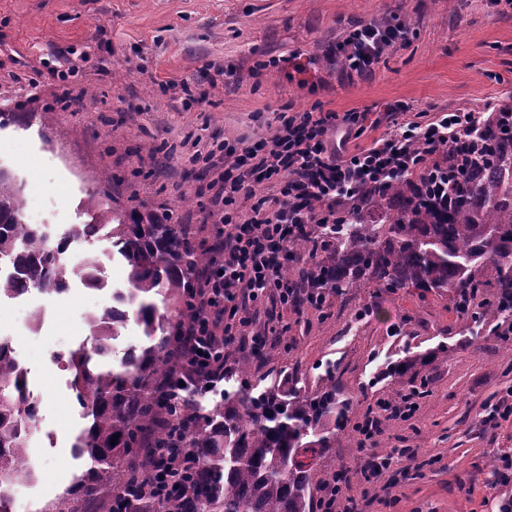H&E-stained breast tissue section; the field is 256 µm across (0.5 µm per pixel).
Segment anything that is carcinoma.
Wrapping results in <instances>:
<instances>
[{
  "label": "carcinoma",
  "mask_w": 512,
  "mask_h": 512,
  "mask_svg": "<svg viewBox=\"0 0 512 512\" xmlns=\"http://www.w3.org/2000/svg\"><path fill=\"white\" fill-rule=\"evenodd\" d=\"M512 105L488 115L481 139L472 142L480 164L448 166L451 206L435 209L400 180L360 193L346 221L321 230L309 226L290 247L305 266L297 300L329 288L341 296L353 288H406L448 292L453 308L477 323L512 310ZM106 171L88 196L90 221L74 226L59 246L40 226L21 220L22 185L0 169V297L37 291L65 292L76 275L106 289L97 261L70 268L58 263L68 241L103 236L129 268L126 290L87 317L91 346L60 357L69 386L90 424L72 445L90 465L76 478L85 492L112 489L104 512H316L311 474L333 447L336 421L349 401L332 381L312 393L288 388L289 378L253 394L252 364L237 366L238 388L211 409L201 405L205 373L180 375L183 332L200 316L194 302L212 254L174 211H116L107 202ZM496 289L494 299L483 296ZM134 318L147 344L129 348L115 366L107 361L120 328ZM40 401L28 389L17 362L0 344V512H8L14 483L34 479L27 442L38 427ZM116 443H111L113 436Z\"/></svg>",
  "instance_id": "obj_1"
}]
</instances>
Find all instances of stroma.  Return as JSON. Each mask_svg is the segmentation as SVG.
I'll list each match as a JSON object with an SVG mask.
<instances>
[{
	"label": "stroma",
	"instance_id": "obj_1",
	"mask_svg": "<svg viewBox=\"0 0 512 512\" xmlns=\"http://www.w3.org/2000/svg\"><path fill=\"white\" fill-rule=\"evenodd\" d=\"M397 21L409 36L371 77H348L328 53L358 25ZM70 51L88 56L79 72L49 75ZM167 82L188 83L209 101L184 108L163 91ZM87 88L100 98L46 117L64 91ZM511 98L505 0H0V112L28 115L26 125L0 126V167L24 187L25 223L57 238L88 222L86 196L107 169L114 208H173L176 223L212 242L216 226L201 208L213 175L190 160L189 142L199 137L269 136L283 113L354 109L366 115L356 142L363 148L385 133L383 114L394 104L411 118ZM70 249L76 261L95 255L111 286L126 287L108 241ZM111 302L76 278L50 298L0 299V341L14 347L40 401L28 442L35 478L15 485L16 512H58L84 468L71 441L85 421L55 357L90 345L86 318ZM251 315L264 338L253 391L279 375L309 393L333 379L351 402L350 425L337 431L313 480L363 460L351 425L368 405L422 388L428 395L413 417L385 421L377 438L389 468L373 483L349 484L360 512H498L512 502V482L499 476L501 456L512 455V417L485 420L512 394V338L457 312L447 294L415 288L329 291L318 310L270 297ZM270 321L288 326L287 339L267 331ZM400 448L417 455L397 456Z\"/></svg>",
	"mask_w": 512,
	"mask_h": 512
}]
</instances>
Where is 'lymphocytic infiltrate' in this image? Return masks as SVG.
I'll return each mask as SVG.
<instances>
[{"mask_svg":"<svg viewBox=\"0 0 512 512\" xmlns=\"http://www.w3.org/2000/svg\"><path fill=\"white\" fill-rule=\"evenodd\" d=\"M403 25L368 23L355 28L334 48L358 75L371 74L384 51L403 41ZM403 108L387 114L386 133L363 149L349 151L350 140L365 127L364 113L313 110L282 116L276 132L254 142L236 139L212 146L204 155L220 175L209 189L205 219L217 226L220 246L215 261L195 290L201 311L187 334V365L203 368L207 388L224 380V347L245 340L252 320L248 307L277 293L291 303L294 288L285 277L289 244L303 224H332L336 211L356 190L403 177L415 191H424L423 175L447 166L456 147L478 135L484 112L457 109L423 112L407 120ZM266 184L270 196L255 197L252 187ZM250 200V215L242 217L238 198ZM410 397L368 406L354 430L357 446L370 452L385 418L410 419Z\"/></svg>","mask_w":512,"mask_h":512,"instance_id":"lymphocytic-infiltrate-1","label":"lymphocytic infiltrate"}]
</instances>
